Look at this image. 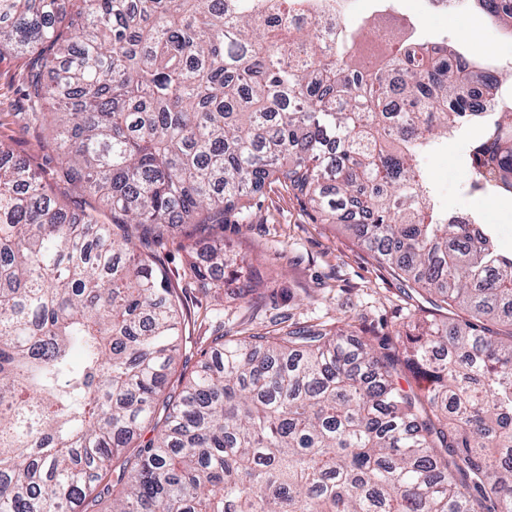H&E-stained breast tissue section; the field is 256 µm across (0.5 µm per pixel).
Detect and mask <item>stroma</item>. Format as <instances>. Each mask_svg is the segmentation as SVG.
Wrapping results in <instances>:
<instances>
[{
    "mask_svg": "<svg viewBox=\"0 0 512 512\" xmlns=\"http://www.w3.org/2000/svg\"><path fill=\"white\" fill-rule=\"evenodd\" d=\"M385 15L424 16L423 39L462 44L499 71L512 69V41L476 10L464 7L428 17L423 0H388ZM33 63L30 56L0 59V144L41 173L58 168L62 158L52 149V127L30 113L27 86ZM428 168L441 204L451 210L464 204L480 213L499 247L512 252V197L466 195L470 172L462 142L449 140L429 159ZM214 233L223 237L228 254L253 271L252 293L218 298L191 279L188 229H177L163 243L137 246L156 256L182 300L188 342L173 366V380L190 374L212 339L225 333L262 334L321 323L345 327L379 348L394 345L435 311L426 291L403 281L343 225L321 222L304 198L280 183L253 194L246 210L225 212L223 227Z\"/></svg>",
    "mask_w": 512,
    "mask_h": 512,
    "instance_id": "1",
    "label": "stroma"
}]
</instances>
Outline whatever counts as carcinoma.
<instances>
[{
    "label": "carcinoma",
    "mask_w": 512,
    "mask_h": 512,
    "mask_svg": "<svg viewBox=\"0 0 512 512\" xmlns=\"http://www.w3.org/2000/svg\"><path fill=\"white\" fill-rule=\"evenodd\" d=\"M67 2L0 0V57L41 59L29 101L67 158L48 183L0 146V512H512V331L479 325L512 327V253L425 167L478 125L468 193L512 195V73L445 40L369 66L313 0ZM471 2L512 30V0ZM270 179L471 319L381 351L222 335L165 393L183 312L134 240L221 226ZM205 255L198 280L233 263Z\"/></svg>",
    "instance_id": "1"
}]
</instances>
